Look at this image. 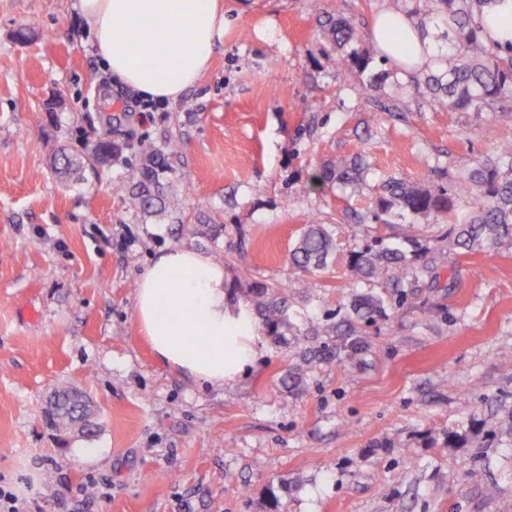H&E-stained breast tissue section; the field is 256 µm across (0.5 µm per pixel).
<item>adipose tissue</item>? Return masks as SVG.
I'll return each instance as SVG.
<instances>
[{"label": "adipose tissue", "mask_w": 512, "mask_h": 512, "mask_svg": "<svg viewBox=\"0 0 512 512\" xmlns=\"http://www.w3.org/2000/svg\"><path fill=\"white\" fill-rule=\"evenodd\" d=\"M79 13L111 81L142 98L178 101L208 68L224 38L219 0H78ZM486 35L512 51V0H482ZM371 36L404 70L431 60L433 45L412 21L379 10ZM155 357L200 384H235L257 356L250 301L229 295L224 267L182 244L160 250L139 278L134 306Z\"/></svg>", "instance_id": "adipose-tissue-1"}]
</instances>
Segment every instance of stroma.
Instances as JSON below:
<instances>
[{"label": "stroma", "instance_id": "35a3bbf8", "mask_svg": "<svg viewBox=\"0 0 512 512\" xmlns=\"http://www.w3.org/2000/svg\"><path fill=\"white\" fill-rule=\"evenodd\" d=\"M75 2L0 0V489L21 512H512V246L460 256L430 226L411 263L455 265L458 285L402 304L348 272L386 232L353 218L383 178L447 186L512 121L441 110L378 58L341 65L324 22L371 27L380 0H222L209 69L165 105L102 75ZM103 136L119 154L62 184L54 158ZM140 139L178 146L152 215L125 194ZM358 156V197L314 183ZM314 218L339 246L306 273L289 255ZM183 243L221 259L233 296L244 273L286 286L289 328L260 327L224 388L161 363L134 317L139 275ZM367 293L386 316L343 330ZM62 384L93 402V436L47 426Z\"/></svg>", "mask_w": 512, "mask_h": 512}]
</instances>
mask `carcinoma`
Returning <instances> with one entry per match:
<instances>
[{
  "mask_svg": "<svg viewBox=\"0 0 512 512\" xmlns=\"http://www.w3.org/2000/svg\"><path fill=\"white\" fill-rule=\"evenodd\" d=\"M386 9L395 16L409 18L424 32L429 24L443 26L444 44L437 45L433 65L407 74L413 91L430 93L434 103L449 112H492L499 118L512 117V51L503 53L485 36L476 9V0H386ZM332 41L340 50L352 48L343 61L364 70L373 61L374 44L367 34L349 18L330 20ZM117 147L106 140L87 146L81 156L64 154L54 167L73 181L83 179L88 169L95 168L103 155L111 156ZM141 167L137 182L128 190L130 203L155 213L154 202L162 201L159 173L166 168L165 156L153 144L139 145ZM363 159L328 163L320 167L313 180L320 186L338 184L356 189L362 182ZM451 186L432 190L401 178L382 181V194L370 211L372 220L389 228L391 217L406 213L417 218H444L448 224L444 236L451 249L459 254L480 252L491 254L504 243L512 244V143L493 145L489 155L471 170L450 177ZM425 224H409L400 235L377 236L371 243L352 253L348 265L351 277L358 282L385 280L396 288L405 281H418L408 262L407 252H417ZM335 231L314 220L305 225L290 253L299 268L321 270L336 251ZM249 291L265 325L276 332L288 325L284 302L268 300L270 286L249 284ZM383 297L367 294L353 305L361 319L386 315ZM56 401L48 409L51 427L65 425L82 413L80 402L69 389L54 390Z\"/></svg>",
  "mask_w": 512,
  "mask_h": 512,
  "instance_id": "obj_1",
  "label": "carcinoma"
}]
</instances>
